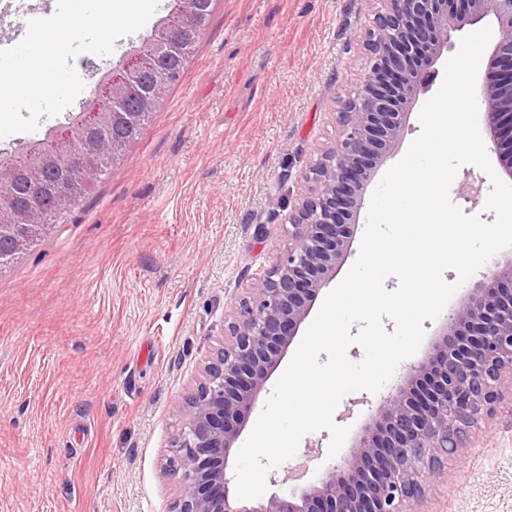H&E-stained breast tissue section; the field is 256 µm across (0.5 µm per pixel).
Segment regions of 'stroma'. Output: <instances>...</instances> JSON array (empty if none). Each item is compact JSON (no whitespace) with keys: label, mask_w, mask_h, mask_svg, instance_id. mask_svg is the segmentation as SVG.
I'll return each instance as SVG.
<instances>
[{"label":"stroma","mask_w":512,"mask_h":512,"mask_svg":"<svg viewBox=\"0 0 512 512\" xmlns=\"http://www.w3.org/2000/svg\"><path fill=\"white\" fill-rule=\"evenodd\" d=\"M78 55L84 88L12 152L67 124L132 44ZM378 0H215L187 67L116 164L91 179L37 246L0 270V512H169L161 465L181 402L224 338L225 316L287 249L296 195L335 147L336 113L360 87ZM379 402L346 394L333 414L350 451ZM331 433H306L271 468L332 465ZM413 512H512V411L470 431Z\"/></svg>","instance_id":"1"}]
</instances>
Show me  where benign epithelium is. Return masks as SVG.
Wrapping results in <instances>:
<instances>
[{"mask_svg":"<svg viewBox=\"0 0 512 512\" xmlns=\"http://www.w3.org/2000/svg\"><path fill=\"white\" fill-rule=\"evenodd\" d=\"M375 28L364 42L368 71L360 90L338 112L339 139L315 167L316 187L300 195L291 216L292 243L277 255L240 310L228 314L227 333L204 361L184 402V422L164 470L178 478L173 512H412L424 484L440 478V455L469 447L467 428L496 415L502 387L512 385V259L489 265L451 310L428 356L404 369L381 400L356 450L316 481L288 496L252 503L231 491L226 469L246 417L307 319L319 291L348 251L364 187L394 153L410 104L428 88L450 32L486 19L498 37L490 58L496 76L477 91L484 131L503 174L512 179V0H381ZM191 42L146 38L131 46L107 75L102 96L56 130L52 146L81 137L89 175L115 161L105 134L128 103L141 69ZM18 154L0 158V197L10 191ZM62 168L55 153L32 169ZM459 196L476 202L481 186L466 180ZM47 224H17L0 209V238L22 239Z\"/></svg>","mask_w":512,"mask_h":512,"instance_id":"1","label":"benign epithelium"}]
</instances>
